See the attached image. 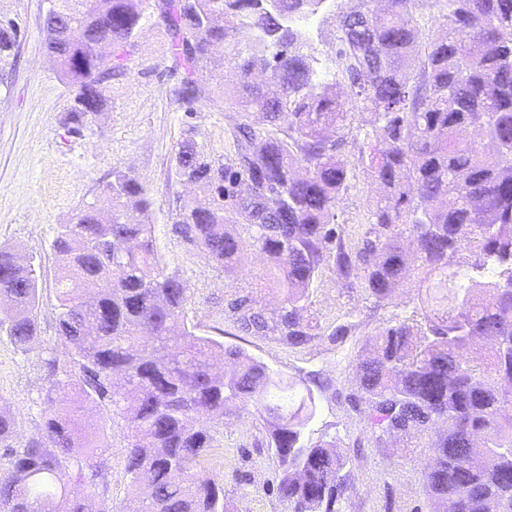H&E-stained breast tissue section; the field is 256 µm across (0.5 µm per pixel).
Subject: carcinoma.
I'll return each mask as SVG.
<instances>
[{
	"mask_svg": "<svg viewBox=\"0 0 512 512\" xmlns=\"http://www.w3.org/2000/svg\"><path fill=\"white\" fill-rule=\"evenodd\" d=\"M144 2L49 0L44 39L58 45L54 58L74 89L72 129L107 109L105 81L136 47ZM321 2L158 3L190 111L213 48L249 44L234 53L239 171L226 175L189 127L176 165L211 188V203H186L176 230L230 284L249 250L264 255L256 287L278 292L282 304L270 317L261 295L231 294L227 319L239 336L342 341L354 325L324 329L309 314L310 290L330 266L379 305L412 281L413 316L379 330L374 357L357 366L371 439L402 440L405 457L431 450L428 512H512V0H435L443 32L419 61L411 0H392L382 15L357 0L337 15L348 103L319 81L308 52L302 20ZM19 37L16 20L0 17V70ZM258 71L269 72L266 81L253 80ZM357 112L370 114L376 143L361 160L379 193L348 244L330 221L348 189L341 148ZM479 127L499 142L493 151L474 139ZM148 206L138 178L118 172L57 229L56 334L67 359H44L40 424L27 440L0 406V512H93L78 488L108 491L92 452L102 425L84 410L95 401L128 424L125 470L132 488L150 483L145 512H224V482L203 464L224 416L250 402L261 405L285 512H345L348 457L335 439L307 430L313 389L187 324L190 291L160 268ZM237 213L247 217L242 228ZM466 252L470 263L460 260ZM1 294L13 306L0 314V335L25 353L40 338L38 274L2 246ZM476 343L484 354L468 356ZM66 392L75 395L69 404Z\"/></svg>",
	"mask_w": 512,
	"mask_h": 512,
	"instance_id": "carcinoma-1",
	"label": "carcinoma"
}]
</instances>
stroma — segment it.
I'll return each mask as SVG.
<instances>
[{"label":"stroma","mask_w":512,"mask_h":512,"mask_svg":"<svg viewBox=\"0 0 512 512\" xmlns=\"http://www.w3.org/2000/svg\"><path fill=\"white\" fill-rule=\"evenodd\" d=\"M48 5V0H0V16L16 19L21 29L14 62L0 74V246L33 258L40 288L39 341L22 353L7 336H0V404L15 413L23 440L34 434L39 422L37 403L46 378L43 361L52 353L65 354L56 342L57 269L51 249L55 231L99 198L113 171L129 172L144 185L161 264L190 288L188 321L203 334L216 326L224 313V275L175 231L184 201L205 202L209 193L180 180L175 153L184 129L192 126L212 159L234 167L230 132L240 118L230 99L238 76L229 58L215 78H202L204 98L194 111H185L180 100L183 72L175 66L166 30L150 4L124 73L108 83V111L81 130L69 129L65 117L73 91L46 51L43 27ZM346 7V0H336L335 6H322L307 23L317 71L342 97L349 85L334 60L338 32L331 15ZM365 133L360 122H353L341 152L351 177L335 209V221L349 239L365 223L377 191L360 160ZM412 296V288L404 285L396 291L395 304L382 306L360 283L345 285L330 269L311 290L310 313L324 327L355 323V331L342 342L318 337L291 347L261 336L223 338L224 344L243 347L284 376L321 382L312 427L335 438L350 454L353 492L347 512H426L424 471L429 449L406 458L398 441L376 445L363 406L352 400L357 355L394 315L410 313ZM86 410L103 424L104 446L97 454L109 478L108 494L92 498L94 512H135L137 503L124 466L127 425L113 416L110 406L90 403ZM267 441L257 410L225 417L217 437L224 465L216 474L224 481L226 512H284L275 493L276 466Z\"/></svg>","instance_id":"35a3bbf8"}]
</instances>
